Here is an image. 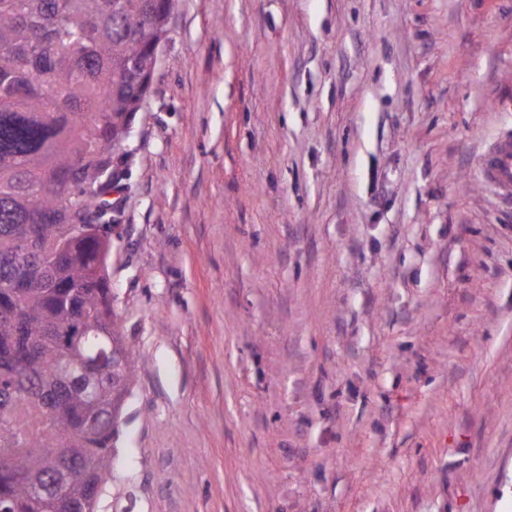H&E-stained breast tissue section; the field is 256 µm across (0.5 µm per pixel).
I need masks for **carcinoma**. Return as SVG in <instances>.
<instances>
[{"label": "carcinoma", "mask_w": 512, "mask_h": 512, "mask_svg": "<svg viewBox=\"0 0 512 512\" xmlns=\"http://www.w3.org/2000/svg\"><path fill=\"white\" fill-rule=\"evenodd\" d=\"M177 0H0V512H94L135 360L98 223Z\"/></svg>", "instance_id": "1"}]
</instances>
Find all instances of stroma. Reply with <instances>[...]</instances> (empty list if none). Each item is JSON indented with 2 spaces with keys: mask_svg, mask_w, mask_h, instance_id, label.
Segmentation results:
<instances>
[{
  "mask_svg": "<svg viewBox=\"0 0 512 512\" xmlns=\"http://www.w3.org/2000/svg\"><path fill=\"white\" fill-rule=\"evenodd\" d=\"M509 94L512 0H178L112 152L95 512H512ZM481 180L498 191L509 202L512 200V133L503 131L486 150L478 163Z\"/></svg>",
  "mask_w": 512,
  "mask_h": 512,
  "instance_id": "obj_1",
  "label": "stroma"
}]
</instances>
